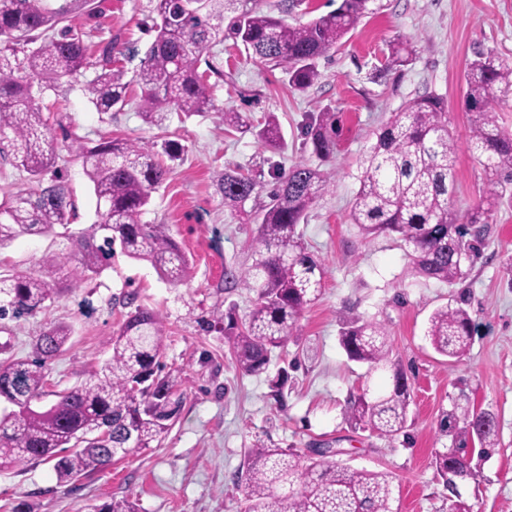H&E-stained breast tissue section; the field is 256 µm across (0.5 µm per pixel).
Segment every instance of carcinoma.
I'll list each match as a JSON object with an SVG mask.
<instances>
[{
  "instance_id": "cac0c4a2",
  "label": "carcinoma",
  "mask_w": 512,
  "mask_h": 512,
  "mask_svg": "<svg viewBox=\"0 0 512 512\" xmlns=\"http://www.w3.org/2000/svg\"><path fill=\"white\" fill-rule=\"evenodd\" d=\"M371 0H341L340 6L306 25H290L265 13L255 0H156L155 36L130 80L114 67L112 48L93 60L83 35L65 25L87 0H0V160L23 169L37 188L0 201V249L21 235L48 237L70 223L75 206L58 177L57 147L43 112L46 92H58L63 80H75L89 68V101L101 115L123 109L128 89L141 90L139 114L162 125L173 112L213 114L224 126L250 133L272 147L281 143L272 117L253 124L245 112L217 104L211 77L224 78L219 46L240 44L259 62L281 69L288 85L311 86L315 61L326 55L369 13ZM207 58H202V55ZM392 64L413 60L412 48L393 45ZM206 69L199 70L200 64ZM465 108L470 115L469 146L485 157L486 206L458 219L452 205L454 138L448 108L434 95L415 97L392 114L376 135L350 211L364 237L396 234L417 272L427 279L459 284L478 259L499 199L498 186L512 182V132L499 125L496 107L512 96V63L478 47L465 72ZM333 115L311 116L306 136L314 153L330 157L335 149ZM185 146L167 140L156 150L135 139L103 137L80 147L83 169L93 187L98 220L72 241L66 253H46L39 269L0 274V332L7 322L32 316L60 295L63 281L96 278L119 246L131 259L146 260L166 282L177 285L189 273L186 254L167 224H147L142 216L168 167L160 161L180 158ZM50 183L43 185L46 175ZM257 233L250 244L253 261L240 273L224 268V282L256 293L254 307L238 320L216 304L200 326L224 334L235 367L258 374L274 349L284 346L302 313L322 294L321 263L308 251L299 229L307 212L329 184L328 173L299 163L273 174ZM224 206L233 214L264 189L252 171L224 168L217 179ZM111 339L112 355L84 383L52 393L46 409L34 407L45 395L47 370L70 337L65 326L38 336L35 356L0 362V402L14 406L0 413V471L29 460L52 463L57 481L70 483L109 466L135 450L161 442L179 418L183 396L163 355L161 315L135 305ZM427 336L434 350L459 362L469 352L474 324L461 301L433 312ZM339 341L348 358L380 369L391 363L385 325L352 321ZM410 403L407 379L394 374L390 393L362 392L350 397L349 418L383 437L404 432ZM441 431L451 445L435 452L433 463L454 490L456 479L472 475L473 459H488L498 446L496 414L458 403L448 411ZM476 442L478 451L469 448ZM332 451H311L308 463L288 448L257 441L244 455L240 481L245 512H395L392 478L383 472L354 469L331 460ZM97 512H138L125 497Z\"/></svg>"
}]
</instances>
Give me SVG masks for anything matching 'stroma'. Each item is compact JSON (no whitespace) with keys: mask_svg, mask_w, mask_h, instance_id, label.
Returning a JSON list of instances; mask_svg holds the SVG:
<instances>
[{"mask_svg":"<svg viewBox=\"0 0 512 512\" xmlns=\"http://www.w3.org/2000/svg\"><path fill=\"white\" fill-rule=\"evenodd\" d=\"M95 12L80 10L70 25L95 49L114 45L134 69L151 44L153 0H95ZM341 0H259L264 11L289 24H306L336 9ZM411 43L412 63L389 67L391 44ZM512 60V0H372L370 12L325 57L308 88L289 87L281 70L249 58L232 41L223 49L224 80L214 90L218 104L278 121L279 148L251 134L227 132L215 117L169 115L163 126L142 121L135 104L106 116L94 110L85 86H63L60 107L50 109V134L59 169L76 204L77 217L56 238L22 236L0 249V273L34 267L49 251H68L71 233L96 219L95 198L78 156L80 144L106 133L145 144L168 139L185 146L153 193L145 222L166 224L191 262L184 284L162 280L150 263L118 253L95 279L64 289L35 316L0 333V359L26 358L35 338L51 325L71 330L64 351L49 365V389L87 380L109 357V342L125 320V296L138 290L140 304L166 323L164 360L184 394V406L160 444L115 460L103 472L58 484L51 464L28 461L0 473V512H91L127 497L139 512H243L244 486L237 481L246 448L268 439L282 448L338 449L339 463L389 473L399 512H448L449 492L432 464L449 445L440 430L453 402L495 412L499 445L460 481L459 494L472 512H512V184L493 211L480 258L466 280L448 285L417 273L404 246L391 237H364L350 220L357 177L376 134L408 100L424 94L443 99L455 139L454 207L459 217L484 196L482 159L468 148L469 116L464 106V72L476 47ZM336 115V151L320 161L305 139L310 114ZM297 162L321 167L330 185L309 210L300 229L324 272L320 298L305 310L293 337L275 350L266 369L241 374L223 335L202 331L197 321L216 301L237 317L252 309L256 295L224 284L228 266L244 269L256 233L225 208L216 175L240 165L271 179L273 170ZM465 297L475 323L467 356L448 361L430 345L431 313ZM385 324L392 355L411 389L407 428L392 439L350 426V395L388 392L391 371H372L349 361L338 331L351 319ZM284 380V397L273 388Z\"/></svg>","mask_w":512,"mask_h":512,"instance_id":"obj_1","label":"stroma"}]
</instances>
